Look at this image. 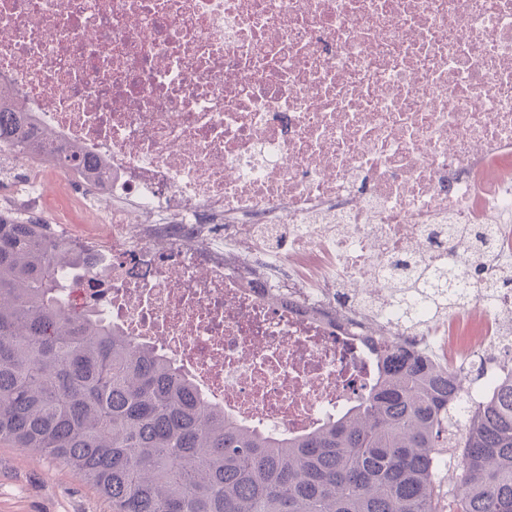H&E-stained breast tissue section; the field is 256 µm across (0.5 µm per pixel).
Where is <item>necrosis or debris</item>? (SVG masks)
<instances>
[{
    "instance_id": "4bbe7bcc",
    "label": "necrosis or debris",
    "mask_w": 512,
    "mask_h": 512,
    "mask_svg": "<svg viewBox=\"0 0 512 512\" xmlns=\"http://www.w3.org/2000/svg\"><path fill=\"white\" fill-rule=\"evenodd\" d=\"M0 110L33 120L0 209L65 201L70 304L225 417L310 431L389 341L465 409L512 379V0H0ZM441 262L465 304L409 320L393 274Z\"/></svg>"
}]
</instances>
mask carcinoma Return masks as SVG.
I'll list each match as a JSON object with an SVG mask.
<instances>
[{"label":"carcinoma","mask_w":512,"mask_h":512,"mask_svg":"<svg viewBox=\"0 0 512 512\" xmlns=\"http://www.w3.org/2000/svg\"><path fill=\"white\" fill-rule=\"evenodd\" d=\"M27 137L0 111V148ZM42 159L80 166L57 149ZM71 263L42 225L0 214V443L62 460L112 512H512V380L463 413L450 371L388 342L343 415L265 433L224 417L156 347L70 311ZM395 294L437 313L463 301L444 267ZM448 451L459 473L446 486Z\"/></svg>","instance_id":"carcinoma-1"}]
</instances>
